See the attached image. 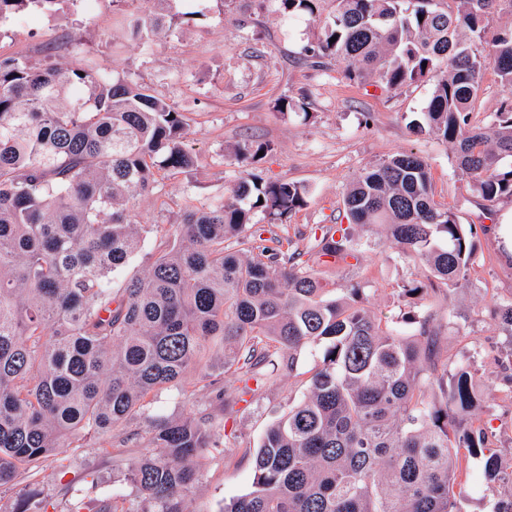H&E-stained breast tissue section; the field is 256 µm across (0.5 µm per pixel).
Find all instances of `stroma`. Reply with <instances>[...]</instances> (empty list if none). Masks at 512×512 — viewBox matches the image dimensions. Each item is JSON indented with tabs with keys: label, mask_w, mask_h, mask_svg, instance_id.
I'll list each match as a JSON object with an SVG mask.
<instances>
[{
	"label": "stroma",
	"mask_w": 512,
	"mask_h": 512,
	"mask_svg": "<svg viewBox=\"0 0 512 512\" xmlns=\"http://www.w3.org/2000/svg\"><path fill=\"white\" fill-rule=\"evenodd\" d=\"M146 0H69L51 16L11 20L0 26V57H19L38 67L91 65L112 76L145 85L172 103L188 123L186 146L197 159L175 175L159 172L156 193L137 199L133 211L144 228L140 255L113 280L144 275L150 255L163 245L179 218L186 196L206 201L223 195L245 171L266 179L280 177L306 189L305 205L286 223H272L263 212L253 217L262 237L279 235L329 287L357 284L365 304L403 335L415 325L404 286L426 277L423 268L399 256L380 231L355 230L360 261L335 266L319 262L314 237L326 227L349 226L344 206L348 184L364 168L398 152H413L428 164L434 198L459 223L476 227L477 253L469 286L457 298L458 328L442 331L449 354L473 363L478 374L494 373L498 391L482 415L493 447L512 464V339L491 321V300L512 297V245L499 232V219L512 212V198L493 207L492 217L468 188L449 143L418 133L436 74L391 92L375 80L351 81L346 63L334 58L318 66L302 49L317 34L309 16L284 20L277 0H204L202 17L182 25L162 41L139 45L130 40L127 21L141 14ZM306 103L305 111H276L278 98ZM251 141L269 143L268 155L252 168L233 151ZM322 349L298 351L291 376L268 383L247 400L237 397V382L222 393L163 389L149 395L143 416L98 439L91 448H61L43 466L0 489V512H133L139 493L128 478L135 459L146 454L145 430L151 416L206 419L224 442L208 454L191 495L192 512H222L251 489L253 458L267 427L305 393ZM485 460L461 461L465 512H491L500 495L483 477Z\"/></svg>",
	"instance_id": "1"
}]
</instances>
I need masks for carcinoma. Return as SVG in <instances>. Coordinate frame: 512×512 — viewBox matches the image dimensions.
Returning a JSON list of instances; mask_svg holds the SVG:
<instances>
[{
    "instance_id": "cac0c4a2",
    "label": "carcinoma",
    "mask_w": 512,
    "mask_h": 512,
    "mask_svg": "<svg viewBox=\"0 0 512 512\" xmlns=\"http://www.w3.org/2000/svg\"><path fill=\"white\" fill-rule=\"evenodd\" d=\"M65 0H0V22ZM152 0L130 20L135 40L174 32L189 12ZM285 19H319L305 56L347 62L346 77L398 90L439 66L418 131L453 145L477 197H512V98L493 121L472 123L490 65L512 86V26L495 15L512 0H279ZM337 37L333 43L332 37ZM184 115L143 85L89 65L39 68L0 59V487L57 449L124 426L153 391L213 377L255 381L290 375L295 353L323 348L307 392L271 423L254 451L251 490L224 512H464L461 453L485 457L484 478L506 486L493 512H512V466L477 425L492 386L448 357L434 310L455 324L468 288L473 225L434 199L426 162L396 153L364 169L345 206L352 223L377 224L427 281L402 289L418 308L402 336L351 284L339 296L272 236L257 243L254 211L283 221L305 188L249 174L224 198L185 197L173 238L146 273L112 289V272L140 250L129 203L154 193L156 174L195 165ZM265 142L235 148L252 165ZM316 255L359 259L347 228H327ZM512 337V298L490 305ZM157 452L130 466L140 494L132 512H190L203 454L220 442L203 419L152 418Z\"/></svg>"
}]
</instances>
